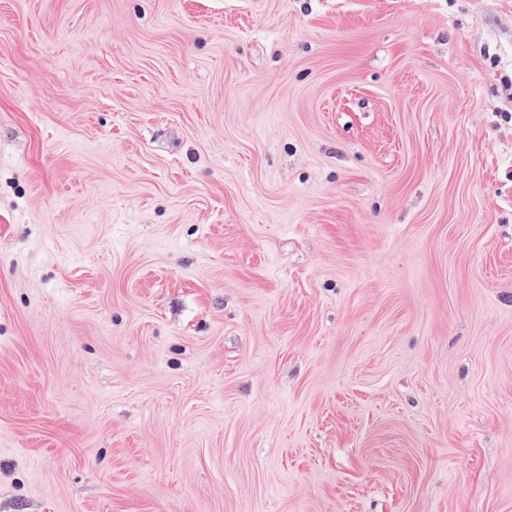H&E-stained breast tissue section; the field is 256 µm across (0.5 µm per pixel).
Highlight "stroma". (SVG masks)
Wrapping results in <instances>:
<instances>
[{"label":"stroma","mask_w":512,"mask_h":512,"mask_svg":"<svg viewBox=\"0 0 512 512\" xmlns=\"http://www.w3.org/2000/svg\"><path fill=\"white\" fill-rule=\"evenodd\" d=\"M0 512H512V0H0Z\"/></svg>","instance_id":"35a3bbf8"}]
</instances>
